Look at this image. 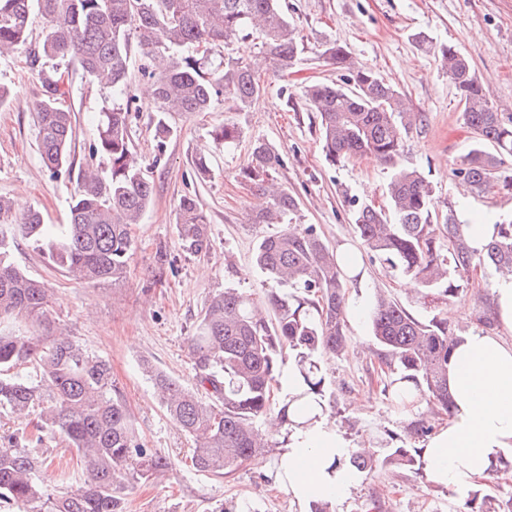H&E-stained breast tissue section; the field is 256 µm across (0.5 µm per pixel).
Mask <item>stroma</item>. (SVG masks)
Masks as SVG:
<instances>
[{
	"label": "stroma",
	"mask_w": 512,
	"mask_h": 512,
	"mask_svg": "<svg viewBox=\"0 0 512 512\" xmlns=\"http://www.w3.org/2000/svg\"><path fill=\"white\" fill-rule=\"evenodd\" d=\"M288 15L306 47L288 72H265V90L247 111L224 102L212 111L176 113L168 120L175 133L157 144L154 127L160 117L144 91L146 58L132 48L128 99L130 145L154 183L153 201L136 225V247L126 278L116 284L88 286L70 280L35 251L19 245L15 264L57 292L55 316L62 328L86 350L108 360L112 379L124 398L146 447L169 457L172 471L125 493L126 512H308L277 481L278 458L265 456L264 468L244 462L233 473L216 477L197 471L189 459L193 446L170 420L144 364L194 386L189 349L198 316L211 295L239 288L263 298L267 285L252 264L255 244L278 232L275 224H258L254 215L261 198L242 178L250 145L260 139L283 160L276 181L299 201L294 227L314 226L334 249L360 251L354 232L352 202L382 205L390 171L373 159L330 163L319 142L318 119L301 95L313 81L332 83L340 74L319 59L321 42L347 45L353 57L402 92L425 124L409 134L400 162L419 168L440 199L491 216L512 218V194L492 190L462 193L452 174L472 144L463 123L454 86L433 53L417 46L425 33L433 44L455 46L470 60L483 93L500 112L512 113V0H285ZM46 21L33 13L27 43L0 59V83L16 91L0 107V196L38 209L45 223L69 221L75 179L52 174L36 143L34 107L43 94L34 63ZM64 107L73 112L71 149L76 164L92 159L94 118L112 103V88L89 81L77 64L62 66ZM233 123L242 138L236 148L213 141L216 127ZM205 154L211 174L199 178L194 161ZM192 197L206 215L210 249L186 252L176 233L178 205ZM498 277L480 268L471 286L449 300H427L408 287L398 272L377 260L363 259L350 284L352 299L372 301L384 291L401 301L415 317L446 316L450 327L470 333L478 317H493V289ZM347 348L327 367L325 405L350 449L403 446L417 448L421 437L409 425L435 426L426 396L409 409L392 400L390 378L381 372L367 318L347 324ZM333 512H466L462 496L429 482L427 476L381 467L358 478L349 495L334 501Z\"/></svg>",
	"instance_id": "obj_1"
}]
</instances>
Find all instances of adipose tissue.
<instances>
[{
    "mask_svg": "<svg viewBox=\"0 0 512 512\" xmlns=\"http://www.w3.org/2000/svg\"><path fill=\"white\" fill-rule=\"evenodd\" d=\"M493 302L498 329H473L454 347L448 383L455 406L421 451L428 480L457 491L472 488L492 463L512 455V278L498 280ZM345 452L325 419L294 429L279 459V482L301 504L343 498L355 478L330 464Z\"/></svg>",
    "mask_w": 512,
    "mask_h": 512,
    "instance_id": "adipose-tissue-1",
    "label": "adipose tissue"
}]
</instances>
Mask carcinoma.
<instances>
[{
	"label": "carcinoma",
	"instance_id": "obj_1",
	"mask_svg": "<svg viewBox=\"0 0 512 512\" xmlns=\"http://www.w3.org/2000/svg\"><path fill=\"white\" fill-rule=\"evenodd\" d=\"M35 9L47 21L41 56L73 60L89 79L105 75L114 92L127 89L131 43H137L163 113L208 112L221 97L238 112L250 107L262 90L256 71L231 55L215 66L195 57L213 45L228 47L256 34L261 54L278 72L305 51L281 0H0L1 56L26 44ZM316 53L343 71L339 84L317 82L302 90L319 116L326 159L337 164L369 154L394 168L386 206L361 204L353 211L364 253L411 278L425 298L457 295L478 267L512 276V220L495 222L490 240L475 251L455 206L439 200L418 169L398 165L405 138L424 124L425 114L408 110L400 92L355 61L346 45L325 41ZM436 54L457 91L464 124L475 134L454 176L472 194L512 190V168L504 167L512 158V113L493 109L457 48L442 44ZM38 75L40 155L51 172L70 174L72 114L60 104L62 75L56 68ZM129 112L114 105L98 113L92 153L107 168L78 170L64 231L44 223L35 208L0 197V408L22 415L40 407L33 424L37 439L66 442L83 475L54 496L48 493L54 474L46 461L1 436L0 503L22 512H123L120 490L172 468L167 457L143 444L112 382L110 363L60 331L54 289L12 261L13 248L26 241L76 281L115 284L126 277L133 228L154 195L129 145ZM240 137L233 124L213 131L226 148ZM281 163L266 142H254L244 177L266 198L258 224L286 225L298 212L297 199L270 178ZM176 229L187 251L210 249L207 218L195 199H181ZM254 263L268 284L264 300L226 288L201 311L190 339L195 387L146 367L166 413L193 442L192 466L215 476L233 472L260 450L277 454L302 412L326 410V366L346 348L347 270L354 260L338 255L310 225L260 239ZM368 317L379 366L395 375L393 400L401 405L424 394L439 411L452 414L448 361L459 335L448 322L436 314L420 320L383 293L370 303ZM288 362L293 394L278 399L274 385ZM20 367L33 369L36 379L15 373ZM261 419L269 422L266 433L256 427ZM417 464L415 449L401 446L381 452L359 448L339 461L358 476L386 466L414 472ZM465 505L468 512H512V503L505 507L480 489L466 492Z\"/></svg>",
	"mask_w": 512,
	"mask_h": 512
}]
</instances>
